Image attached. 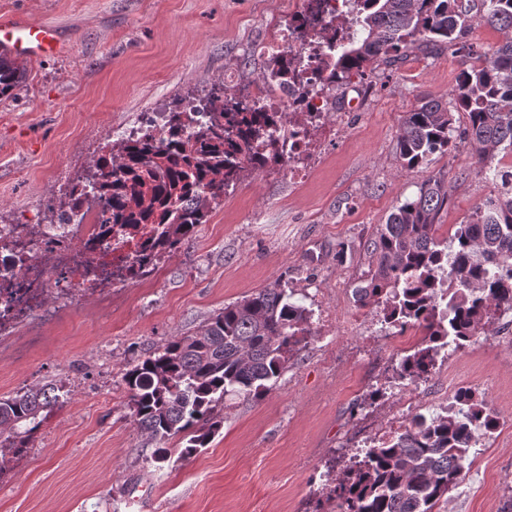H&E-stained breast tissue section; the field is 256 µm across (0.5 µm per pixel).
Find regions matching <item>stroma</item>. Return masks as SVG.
I'll list each match as a JSON object with an SVG mask.
<instances>
[{
    "instance_id": "obj_1",
    "label": "stroma",
    "mask_w": 512,
    "mask_h": 512,
    "mask_svg": "<svg viewBox=\"0 0 512 512\" xmlns=\"http://www.w3.org/2000/svg\"><path fill=\"white\" fill-rule=\"evenodd\" d=\"M298 9V0H0V14L52 25L67 47L26 62L15 96L0 100V224L22 223L38 200L60 198L88 173L93 151L115 142L114 127L177 95L206 97L228 71L257 81L268 59L256 45ZM460 68V56L414 52L379 79L352 80L342 91L344 128L310 159L307 180L281 166L244 172L190 247L124 286L111 314L78 300L24 363L0 360V397L68 384L29 448L0 457V512H317L326 480L342 477L347 449L363 445L391 401L402 394L438 412L452 382L473 387L501 427L470 449L451 512H502L512 491V311L449 350L427 380L403 387L395 369L422 330L396 343L354 297L370 263L361 239L415 197L426 175L451 183L436 220L442 240L494 190L475 175L466 145L433 155L423 173L396 154L405 113L424 97L447 99ZM278 281L335 322L312 324L262 399L225 397L224 426L195 457L148 462L122 370ZM356 315L361 323L351 324Z\"/></svg>"
}]
</instances>
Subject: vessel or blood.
Here are the masks:
<instances>
[{
    "label": "vessel or blood",
    "mask_w": 512,
    "mask_h": 512,
    "mask_svg": "<svg viewBox=\"0 0 512 512\" xmlns=\"http://www.w3.org/2000/svg\"><path fill=\"white\" fill-rule=\"evenodd\" d=\"M62 51L54 27L24 18L0 17V53L32 60L57 57Z\"/></svg>",
    "instance_id": "obj_1"
}]
</instances>
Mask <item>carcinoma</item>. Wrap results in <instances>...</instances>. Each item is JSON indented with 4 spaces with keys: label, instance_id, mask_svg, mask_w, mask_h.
Here are the masks:
<instances>
[{
    "label": "carcinoma",
    "instance_id": "obj_1",
    "mask_svg": "<svg viewBox=\"0 0 512 512\" xmlns=\"http://www.w3.org/2000/svg\"><path fill=\"white\" fill-rule=\"evenodd\" d=\"M479 22L503 34L485 53L466 42ZM324 61L325 81L341 89L354 76L377 78L407 57L465 52L448 101L424 98L405 113L396 152L402 167L424 171L430 156L465 143L475 174L493 183L495 194L466 224L441 241L436 217L448 199L441 176H429L415 198L397 206L363 243L372 257L366 279L354 288L361 307L375 306L393 329H424L422 342L403 356L401 383L425 380L435 368L443 340H471L491 315L512 310V169L493 165L503 144L512 147V0H349ZM25 75L17 59L0 53V98L13 95ZM210 124L194 140L177 130L161 142L120 139L107 144L85 182L105 198V224H124L168 254L192 240L208 221L211 204L224 198L245 170L280 163L278 142L266 136L267 117L229 118L241 102L222 90L207 97ZM259 140L267 153L247 164L237 139ZM276 282L224 306L193 332L175 336L122 370L130 418L155 448L150 459H171L169 441L180 435L178 459L207 447L224 418L216 408L230 394L260 399L288 368L310 335L309 312ZM60 404L54 384L0 398V431L10 447H28L43 412ZM497 414L471 391L426 417L418 413L405 429L362 449L331 490L339 512H435L464 478V461L478 433H492Z\"/></svg>",
    "mask_w": 512,
    "mask_h": 512
}]
</instances>
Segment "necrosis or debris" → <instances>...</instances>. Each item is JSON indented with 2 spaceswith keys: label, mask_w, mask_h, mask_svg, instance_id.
<instances>
[{
  "label": "necrosis or debris",
  "mask_w": 512,
  "mask_h": 512,
  "mask_svg": "<svg viewBox=\"0 0 512 512\" xmlns=\"http://www.w3.org/2000/svg\"><path fill=\"white\" fill-rule=\"evenodd\" d=\"M346 9L345 0H301L288 22L275 25L270 39L256 48L267 57L287 56V81L275 89L261 80L237 94L239 101L264 109L267 132L282 145L288 169L300 181L307 176L303 156L315 140L335 138L346 119L345 113L328 112L334 91L323 80L328 45L320 36ZM284 112L294 122L281 125ZM104 204L92 189L79 215H48L42 201L28 223L0 224L1 356L21 357L42 342L45 323L63 319L74 301L93 298L111 309L118 288L151 275L148 267L133 274L141 249L124 226L102 223ZM49 288L56 299L50 312L43 308Z\"/></svg>",
  "instance_id": "1"
}]
</instances>
